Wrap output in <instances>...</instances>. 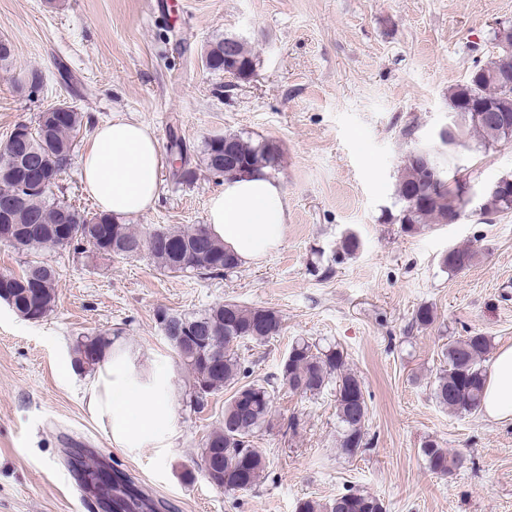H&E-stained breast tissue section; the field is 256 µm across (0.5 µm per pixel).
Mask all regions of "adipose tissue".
<instances>
[{"mask_svg":"<svg viewBox=\"0 0 512 512\" xmlns=\"http://www.w3.org/2000/svg\"><path fill=\"white\" fill-rule=\"evenodd\" d=\"M164 156L145 124L114 118L98 126L81 161L85 191L101 211L124 220L144 214L160 197ZM208 228L242 264L278 248L288 222L285 193L278 179L262 169L226 178L210 196ZM167 377L140 383L134 362L108 355L89 386V404L110 425L123 448L164 447L173 422ZM482 406L494 421H512V347L501 349L487 376Z\"/></svg>","mask_w":512,"mask_h":512,"instance_id":"1","label":"adipose tissue"}]
</instances>
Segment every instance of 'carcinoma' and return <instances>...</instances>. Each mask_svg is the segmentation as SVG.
<instances>
[{
	"label": "carcinoma",
	"mask_w": 512,
	"mask_h": 512,
	"mask_svg": "<svg viewBox=\"0 0 512 512\" xmlns=\"http://www.w3.org/2000/svg\"><path fill=\"white\" fill-rule=\"evenodd\" d=\"M224 40L209 45L204 65L213 72L236 76L253 74L256 58L241 39H236L232 59L224 58ZM501 70V59L475 64L468 80L448 93L450 109L457 110L473 98L493 105L503 101L512 110V88L499 86L494 76ZM463 124L457 129L466 147L467 136H475L484 146L512 140V126L499 129L476 122L471 113H462ZM85 126L83 113L70 107L63 113L42 112L37 126L16 125L18 133L10 134L0 144V202H15L12 224L17 231L11 235V247L31 257L16 279L27 283L25 288H0V300L19 316L38 321L53 311L56 302V271L34 256L45 248L75 245L89 247L104 256L135 258L148 253L159 268L168 272H192L198 276L222 275L226 269L240 266L234 253L212 237L204 224L194 228L157 226L135 230L106 213H88L65 201H50L52 191L39 183L42 168L66 171L72 161L77 135ZM170 154L180 160L172 175L180 183H191L197 169L189 166L184 148L175 132H170ZM281 149L273 141L252 143L243 137L226 133L209 138L199 163L210 173L227 176L250 168L274 170L279 165ZM397 214L391 222L400 225L406 234H414L426 224H446L466 202L453 188L436 195L428 192V177L417 156L407 154L395 185ZM481 215L493 218L512 212V200L497 193H486L479 203ZM476 251L468 245L456 246L441 258V265L450 272H460L472 265ZM156 319L171 321L178 332L173 335V348L181 364L193 377V403L203 407L207 397L230 388L232 395L224 402V423L204 441L200 464L220 466V476L209 474L216 487L224 491H246L255 487L267 467L264 453L254 446L256 434L273 427L275 387L271 379L242 384L249 377L236 347L241 342L264 343L278 335L282 318L273 309L245 307L228 301L201 314L172 313L159 309ZM112 350V338L88 334L76 341L74 367L79 372L94 371ZM490 350L487 337L480 333L461 336L448 343L443 353L444 365L436 373L433 394L436 402L453 413H471L481 407L487 379L483 366ZM281 382L293 393L317 395L330 385L336 386V416L339 423L338 446L354 454L365 445V424L368 402L362 382L349 368L343 351L335 346L320 347L305 339L293 342L281 368ZM429 469L445 475L462 464V458L451 454L435 441L428 440L421 448ZM112 504L127 503L123 512H166L168 505L147 494L136 479L119 470H112ZM297 512H384L380 500L368 493L347 491L327 503L305 499Z\"/></svg>",
	"instance_id": "carcinoma-1"
}]
</instances>
